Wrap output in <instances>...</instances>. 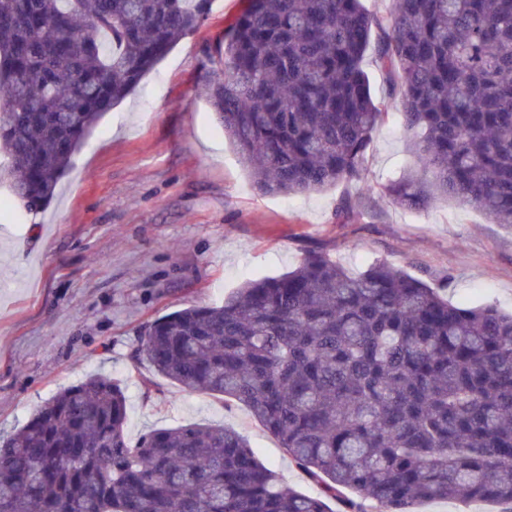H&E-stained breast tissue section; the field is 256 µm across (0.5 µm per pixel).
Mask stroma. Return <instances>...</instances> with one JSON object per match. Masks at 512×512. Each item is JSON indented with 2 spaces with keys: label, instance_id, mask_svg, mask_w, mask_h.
I'll return each mask as SVG.
<instances>
[{
  "label": "stroma",
  "instance_id": "35a3bbf8",
  "mask_svg": "<svg viewBox=\"0 0 512 512\" xmlns=\"http://www.w3.org/2000/svg\"><path fill=\"white\" fill-rule=\"evenodd\" d=\"M243 0H215L134 91L100 119L53 199L27 212L0 181V436L93 374L128 396L130 441L160 427L223 425L281 482L316 487L244 405L189 393L142 358L144 327L222 304L249 278L279 276L327 250L351 271L383 260L416 277H449L451 302L512 310V226L452 199L410 211L380 184L415 166L396 113L377 126L366 183L263 196L214 121L201 77ZM351 197L347 223L336 204Z\"/></svg>",
  "mask_w": 512,
  "mask_h": 512
}]
</instances>
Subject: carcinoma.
Here are the masks:
<instances>
[{"instance_id":"carcinoma-1","label":"carcinoma","mask_w":512,"mask_h":512,"mask_svg":"<svg viewBox=\"0 0 512 512\" xmlns=\"http://www.w3.org/2000/svg\"><path fill=\"white\" fill-rule=\"evenodd\" d=\"M247 0L204 91L262 195L364 182L395 111L418 167L383 186L512 224V0ZM211 0H0V154L13 196L44 208L73 154ZM381 73L377 98L366 54ZM386 262L324 249L216 306L155 319L143 357L183 390L245 405L319 492L299 493L232 428L131 443L127 398L96 374L0 438L8 512H413L436 500L512 510V313L448 300Z\"/></svg>"}]
</instances>
